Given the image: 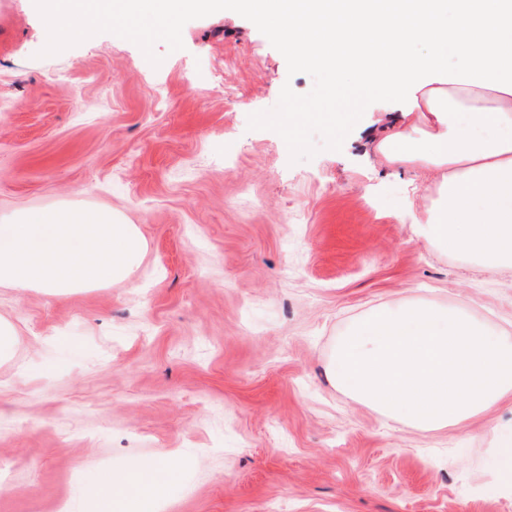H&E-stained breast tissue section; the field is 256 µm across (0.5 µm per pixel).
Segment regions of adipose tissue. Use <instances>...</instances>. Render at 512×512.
<instances>
[{"label": "adipose tissue", "instance_id": "adipose-tissue-1", "mask_svg": "<svg viewBox=\"0 0 512 512\" xmlns=\"http://www.w3.org/2000/svg\"><path fill=\"white\" fill-rule=\"evenodd\" d=\"M304 63L329 65L330 48L352 57L357 85L408 94L401 118L375 135L387 165L433 180L437 197L413 231L431 249L493 273L512 271V0H238ZM224 0H38L45 37L82 34L115 15L169 25L190 8ZM428 47L423 55L410 43ZM460 58L448 77V51ZM147 241L109 209L78 203L22 209L0 220V290L67 297L130 284ZM327 374L354 402L433 437L495 408H512V332L460 309L419 300L381 303L341 336ZM182 475L177 450L119 474L86 494V512H155Z\"/></svg>", "mask_w": 512, "mask_h": 512}]
</instances>
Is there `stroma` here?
<instances>
[{"instance_id": "1", "label": "stroma", "mask_w": 512, "mask_h": 512, "mask_svg": "<svg viewBox=\"0 0 512 512\" xmlns=\"http://www.w3.org/2000/svg\"><path fill=\"white\" fill-rule=\"evenodd\" d=\"M0 0V218L64 201L142 225V289L0 294L17 326L0 390V512H57L103 469L191 460L158 512H512L490 435L424 438L326 380L351 323L412 294L491 326L512 275L412 232L432 183L386 165L349 71L298 61L250 15L117 17L46 47Z\"/></svg>"}]
</instances>
